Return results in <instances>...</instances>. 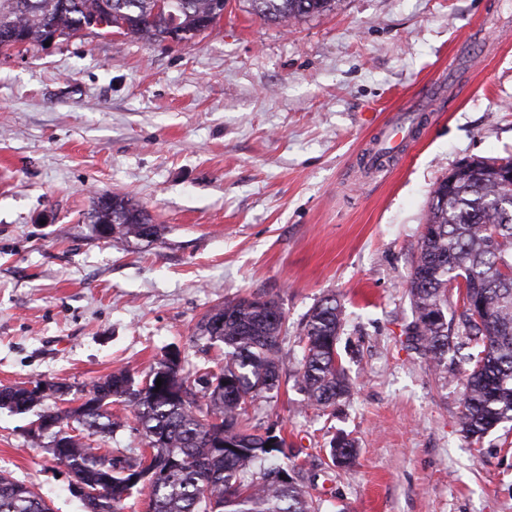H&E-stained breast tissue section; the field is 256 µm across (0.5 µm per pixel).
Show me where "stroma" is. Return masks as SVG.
Instances as JSON below:
<instances>
[{
	"label": "stroma",
	"mask_w": 512,
	"mask_h": 512,
	"mask_svg": "<svg viewBox=\"0 0 512 512\" xmlns=\"http://www.w3.org/2000/svg\"><path fill=\"white\" fill-rule=\"evenodd\" d=\"M440 77L405 154L364 168L369 115L410 113ZM476 158L512 159V0H337L288 26L228 0L187 44L92 33L0 53V386L59 382L76 399L175 348L215 371L202 316L271 298L286 364L253 422L282 429L322 512H512V423L466 438L465 362L441 377L404 334L431 193ZM107 192L145 208L159 241L116 247L84 223ZM328 295L355 385L322 409L293 371ZM33 419L0 410V472L84 512ZM342 434L358 445L347 470L328 455Z\"/></svg>",
	"instance_id": "obj_1"
}]
</instances>
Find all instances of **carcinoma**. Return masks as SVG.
Returning <instances> with one entry per match:
<instances>
[{
	"label": "carcinoma",
	"instance_id": "1",
	"mask_svg": "<svg viewBox=\"0 0 512 512\" xmlns=\"http://www.w3.org/2000/svg\"><path fill=\"white\" fill-rule=\"evenodd\" d=\"M264 21L290 24L330 13L336 0H249ZM219 0H0V52L43 44L55 34L70 39L97 16L107 28L125 36L163 42L172 34L188 43L222 18ZM96 227L110 229L115 246L131 241L153 243L161 227L142 206L125 195L109 193L93 202L89 216ZM420 245L412 260L409 295L413 320L405 328L407 342L436 370H448V352L467 354L461 432L480 441L512 420V181L497 171V162L475 160L440 182L432 192ZM462 302L461 341H453L448 323L449 288ZM344 320L334 297L317 303L307 314L300 342L302 357L296 381L307 399L327 408L351 395L353 382L336 342ZM222 322L217 328L215 324ZM286 315L274 299H224L204 315L196 335L208 346L224 345V365L191 379L184 366L161 360L137 382L125 370L94 383L92 408L47 409L96 433L112 434L121 423L110 406L132 407L133 426L141 448L133 455L110 456L77 435L53 431L46 448L53 459L96 495L83 501L86 512H123L133 489H147L150 512H321L309 491L306 473L286 451L281 433L270 434L251 424L249 407L264 392L281 384L285 357L282 335ZM164 377L185 388L191 399L170 396L156 388ZM55 395V384L39 396L24 386L0 388V410L22 413ZM271 447H265V444ZM358 455L354 441L333 439V465L351 466ZM145 467L166 472L160 482L146 484L114 472L104 482L102 466ZM289 479H278L281 472ZM0 512H52L32 487L0 474Z\"/></svg>",
	"mask_w": 512,
	"mask_h": 512
}]
</instances>
